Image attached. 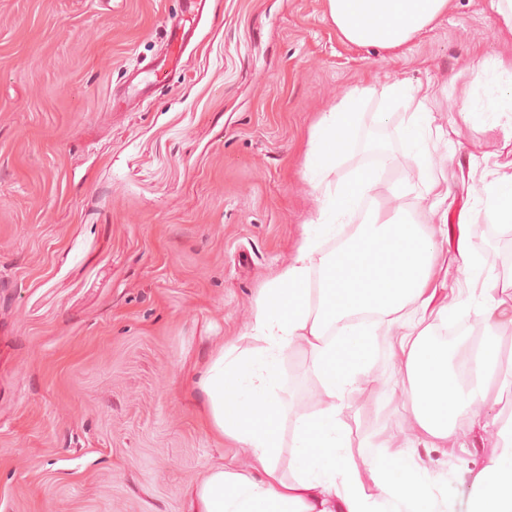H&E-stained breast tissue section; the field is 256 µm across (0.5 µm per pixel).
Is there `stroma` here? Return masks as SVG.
Here are the masks:
<instances>
[{
    "label": "stroma",
    "instance_id": "1",
    "mask_svg": "<svg viewBox=\"0 0 512 512\" xmlns=\"http://www.w3.org/2000/svg\"><path fill=\"white\" fill-rule=\"evenodd\" d=\"M184 0H0V512H192L210 467H245L247 449L200 416L195 377L235 341L263 284L288 265L317 201L303 174L308 129L356 84L375 92L342 169L374 167L373 195L395 198L410 170L400 112L381 121L386 84H428L438 124L474 109L455 162L484 175L504 152L480 107L512 92L497 75L512 43L490 0H450L401 58L343 43L326 0H209L179 66L150 96L129 74L155 58ZM379 166V165H378ZM487 268L512 271V232L478 220ZM303 347L283 376L297 410L320 399ZM401 360L377 337L371 367L343 408L352 441L386 426L425 442L468 512L471 482L494 450L480 426L465 448L411 433Z\"/></svg>",
    "mask_w": 512,
    "mask_h": 512
}]
</instances>
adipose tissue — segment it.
<instances>
[{"label": "adipose tissue", "instance_id": "1", "mask_svg": "<svg viewBox=\"0 0 512 512\" xmlns=\"http://www.w3.org/2000/svg\"><path fill=\"white\" fill-rule=\"evenodd\" d=\"M449 0H327L340 38L356 47L377 46L404 54L410 41L433 28ZM371 85L352 87L308 131L305 174L319 206L303 226L290 264L260 289L242 332L252 342L221 347L197 386L213 431L248 448L249 468H210L192 492L193 512H452L447 470L430 469L416 440L398 441L386 428L352 446L341 418L345 400L359 388L372 356L374 336L391 337L410 401V423L445 443H456L460 423L481 424L495 452L472 479L468 512H512V412L484 419L494 392L512 389V353L489 339L472 355L470 383L448 365L442 331L456 321L460 335L474 327L494 330L512 323V276L485 272L486 261L466 226L475 217L512 228V173L492 170L468 189L472 206L457 207L446 175L437 171L433 147L456 149L470 113L436 123L422 86L389 84L385 112L404 110L399 129L412 169L408 191L413 212L374 208L353 236L346 223L377 184L373 170L340 173L354 146ZM460 227L451 254L450 210ZM338 248L326 251L329 242ZM457 299L438 304L440 290ZM311 358L321 388L314 414L293 410L282 384L295 346ZM287 468H280V456Z\"/></svg>", "mask_w": 512, "mask_h": 512}]
</instances>
